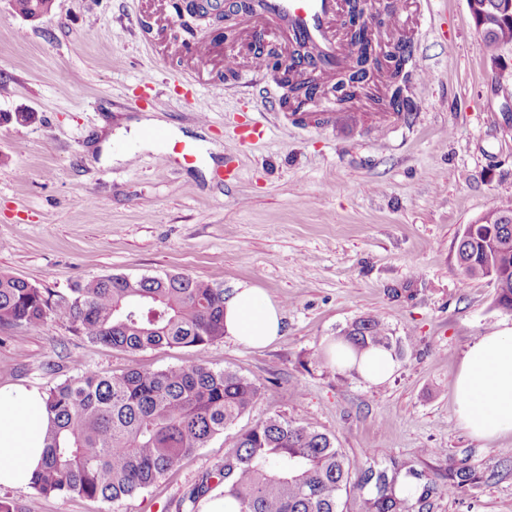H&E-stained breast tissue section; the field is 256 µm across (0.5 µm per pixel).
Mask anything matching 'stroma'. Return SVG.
<instances>
[{"instance_id": "1", "label": "stroma", "mask_w": 512, "mask_h": 512, "mask_svg": "<svg viewBox=\"0 0 512 512\" xmlns=\"http://www.w3.org/2000/svg\"><path fill=\"white\" fill-rule=\"evenodd\" d=\"M186 2L53 0L30 19L0 0V271L56 298L111 274L248 284L281 309V336L264 348L226 335L201 354L130 355L54 318L0 326V386L45 391L77 362L112 374L202 355L262 386L238 430L280 415L334 437L349 458L412 467L410 512H512V435L473 438L452 384L477 336L512 328L493 284L464 278L455 259L464 227L512 200V83L481 51L467 0H392L377 40L414 36L409 117L319 95L305 112L336 116L319 125L294 121L277 83L254 87L247 15L195 38L168 23ZM148 69L156 80L145 86ZM253 117L267 134L242 140ZM145 120L162 133L154 147L116 136ZM184 145L195 151L188 165ZM105 147L114 162L102 163ZM228 157L239 177L226 183L217 172ZM367 315L403 347L377 385L323 361L327 342ZM229 444L216 437L114 504L28 487L1 486L0 498L22 512H200L188 495L217 484ZM462 468L473 480L451 488Z\"/></svg>"}]
</instances>
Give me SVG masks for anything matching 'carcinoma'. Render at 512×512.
I'll list each match as a JSON object with an SVG mask.
<instances>
[{
    "label": "carcinoma",
    "mask_w": 512,
    "mask_h": 512,
    "mask_svg": "<svg viewBox=\"0 0 512 512\" xmlns=\"http://www.w3.org/2000/svg\"><path fill=\"white\" fill-rule=\"evenodd\" d=\"M52 0H14L37 18ZM500 0H474L469 10L488 20ZM490 58L512 46V19L479 27ZM410 41L388 77L394 92L409 91ZM456 262L471 279H488L498 308L512 313V203L484 213L459 237ZM53 316L76 335L134 354L149 348H194L224 336V288L191 275L130 278L107 275L78 283L52 300L29 282L0 273V325L38 328ZM356 352L397 354L379 319L361 317L341 334ZM262 395L261 384L231 370H215L202 356L189 366L129 368L103 375L75 365V374L46 392L52 426L43 468L31 482L41 494L78 495L116 503L163 479L187 456L233 428ZM400 469L349 459L327 434L277 416L235 435L216 488L239 512H343V492H358L359 512H409ZM214 488V489H216ZM203 483L189 499L214 492Z\"/></svg>",
    "instance_id": "1"
}]
</instances>
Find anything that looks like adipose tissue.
Returning a JSON list of instances; mask_svg holds the SVG:
<instances>
[{
	"mask_svg": "<svg viewBox=\"0 0 512 512\" xmlns=\"http://www.w3.org/2000/svg\"><path fill=\"white\" fill-rule=\"evenodd\" d=\"M282 316L267 294L253 286L235 288L224 300V331L240 343L261 347L275 342ZM329 361L380 383L395 370L389 352H355L331 341ZM456 414L470 434L493 440L512 434V329L480 336L465 351L453 380ZM49 416L39 388L0 386V486L30 485L43 461Z\"/></svg>",
	"mask_w": 512,
	"mask_h": 512,
	"instance_id": "adipose-tissue-1",
	"label": "adipose tissue"
}]
</instances>
